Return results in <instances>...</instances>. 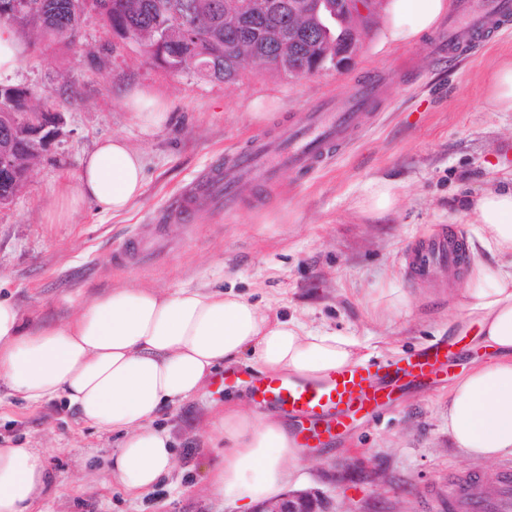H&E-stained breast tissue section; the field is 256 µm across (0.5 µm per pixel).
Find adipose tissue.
Instances as JSON below:
<instances>
[{"instance_id":"1","label":"adipose tissue","mask_w":512,"mask_h":512,"mask_svg":"<svg viewBox=\"0 0 512 512\" xmlns=\"http://www.w3.org/2000/svg\"><path fill=\"white\" fill-rule=\"evenodd\" d=\"M448 12V0H388L385 39L410 44ZM125 105L143 133L168 122L167 102L135 89ZM146 182L142 156L120 137L101 140L81 160L74 186L59 193L56 221L88 203L126 212ZM469 208L486 256L466 273L463 308L491 355L448 396V433L455 445L488 462L512 455V186L489 189ZM358 342L281 318L245 296L207 287L169 292L121 287L84 303L72 319L29 330L20 308L0 297V383L31 404L64 399L78 419L121 441L109 476L134 496L152 489L174 466L169 435L153 421L190 398L224 365L254 373L318 381L358 361ZM221 461L209 483L242 507L272 501L299 480L304 450L287 419L229 404L218 423ZM53 482L36 448H0V512H35Z\"/></svg>"}]
</instances>
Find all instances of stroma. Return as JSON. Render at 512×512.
<instances>
[{
  "label": "stroma",
  "mask_w": 512,
  "mask_h": 512,
  "mask_svg": "<svg viewBox=\"0 0 512 512\" xmlns=\"http://www.w3.org/2000/svg\"><path fill=\"white\" fill-rule=\"evenodd\" d=\"M447 35L443 19L418 43L395 45L377 24L344 70L294 78L251 64L235 82L157 67L94 15L72 47H29L10 82L31 90L32 105L49 96L63 102L64 126L14 200L0 207V294L35 329L71 319L83 302L116 287L231 289L278 315L348 336L367 360L382 363L459 335L464 270L414 280L403 254L440 228L473 239L468 200L512 182V112L491 111L486 102L490 75L512 58V32L497 33L466 58L440 61L424 52ZM380 75L390 78L386 110L323 170L302 176L285 169L273 183L248 181L234 209L201 203L187 221H168L185 190L251 137L277 135L296 115ZM135 87L167 101L164 129L147 135L131 118L123 97ZM259 106L265 118H255ZM112 136L142 155V196L121 215L89 204L56 222V193L75 184L85 153ZM378 179L399 186L395 209L381 218L356 206ZM142 241L148 254L136 252ZM381 290L407 299L385 320L371 311ZM472 363L471 355L457 358L447 381L396 393L388 410L315 449L301 464L300 489L324 493L336 512H448L455 473L497 483L512 456L472 459L448 434L452 382ZM232 372L239 385L225 386L227 372L218 370L156 418L155 428L171 437L175 464L143 497L105 477L119 435L79 422L61 401L31 405L0 386V444L45 455L54 481L41 512H243L208 487L224 451L213 423L225 397L258 405L246 368Z\"/></svg>",
  "instance_id": "stroma-1"
}]
</instances>
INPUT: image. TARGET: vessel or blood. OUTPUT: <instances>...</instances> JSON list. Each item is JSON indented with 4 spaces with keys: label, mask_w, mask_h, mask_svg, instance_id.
<instances>
[{
    "label": "vessel or blood",
    "mask_w": 512,
    "mask_h": 512,
    "mask_svg": "<svg viewBox=\"0 0 512 512\" xmlns=\"http://www.w3.org/2000/svg\"><path fill=\"white\" fill-rule=\"evenodd\" d=\"M512 28V0H463L448 24V50L467 54L486 44L496 32ZM382 102L381 85L370 80L346 95L324 102L301 114L297 122L277 137H255L246 151L235 155L224 167L209 172L197 183L183 204L172 211L171 221L186 220L191 206L201 196L213 204L232 206L238 182L248 176L274 181L285 168L311 172L347 148L360 133L361 110L375 109ZM462 250L457 238L437 231L413 246L405 257L410 276L421 278L438 265L457 267ZM448 372V350L433 345L410 357L384 365L358 361L312 381L297 376L253 379L252 390L265 407L289 410L305 420L303 444L317 448L343 434L349 421L382 407L390 394L410 382L423 383ZM448 512H512V467H506L496 490L478 492L476 481L460 476L448 497Z\"/></svg>",
    "instance_id": "vessel-or-blood-1"
}]
</instances>
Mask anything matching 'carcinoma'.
<instances>
[{
  "instance_id": "carcinoma-1",
  "label": "carcinoma",
  "mask_w": 512,
  "mask_h": 512,
  "mask_svg": "<svg viewBox=\"0 0 512 512\" xmlns=\"http://www.w3.org/2000/svg\"><path fill=\"white\" fill-rule=\"evenodd\" d=\"M42 17L37 29L41 41L49 44L71 46L80 37L82 24L87 14L96 11V0H31ZM162 0H108V9L98 13L108 30L115 36L135 39L142 52L157 66L172 72L190 68L185 59L189 47L162 42L169 17L160 6ZM194 5L200 20L198 43L199 54H207L211 66L204 76L218 81L237 79L244 65L237 58L249 59L265 65L280 47L288 49L289 60L308 68L322 67L320 56L321 31L313 20H297L290 27L284 15L273 9L268 12L264 26L254 27L241 35L237 43L236 56L224 55V13L211 8L214 0H189ZM274 30L279 40L269 39L264 31Z\"/></svg>"
}]
</instances>
